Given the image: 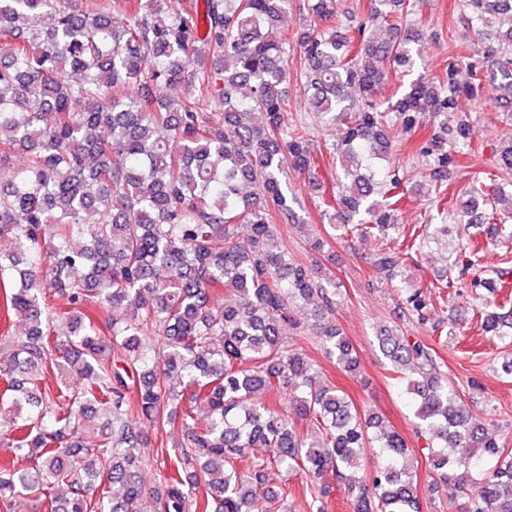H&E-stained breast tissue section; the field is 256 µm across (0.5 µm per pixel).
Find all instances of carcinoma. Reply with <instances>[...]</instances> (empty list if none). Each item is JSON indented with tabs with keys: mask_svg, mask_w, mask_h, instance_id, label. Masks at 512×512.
Returning <instances> with one entry per match:
<instances>
[{
	"mask_svg": "<svg viewBox=\"0 0 512 512\" xmlns=\"http://www.w3.org/2000/svg\"><path fill=\"white\" fill-rule=\"evenodd\" d=\"M288 2L108 0L84 8L79 0H0V165L25 153L0 185V309L25 322L20 335L0 336V401L14 411L8 443L29 462L0 471V512H12L22 495L46 512H139L137 448L148 435L138 423H177L183 432L161 453L162 512H257L273 502L276 470L310 482L317 512L338 487L355 512H421L404 437L375 414L361 416L280 341L281 326L296 323L294 305L323 315L336 296L325 268L275 241V218L292 214L286 169L322 187L305 124L283 123ZM372 2L371 19L411 9L409 0ZM463 7L480 37L485 15L500 20L471 80L460 83L450 62L382 110L377 95L392 74L416 66L424 33L396 24L387 40L352 39L338 34V0L299 5L309 28L297 38L296 79L315 121L345 126L333 151L347 181L333 230L356 222L362 237L386 236L397 223L395 124L410 132L433 117L422 151L440 188L461 154L445 138L458 99L486 96L498 77L512 88V0ZM179 84L186 95L166 98ZM355 91L364 100L358 109ZM468 193L462 215L470 224L489 223L504 205L512 212V196L499 189L473 185ZM415 247L395 241L370 263L393 281L400 254ZM91 304L103 319L82 312ZM401 305L425 319L422 289H402ZM118 306L126 309L120 319L111 316ZM480 315L485 332L505 339V316ZM311 330L344 371L360 373L336 325ZM105 335L123 361L104 362ZM376 341L407 373L430 468L462 496L461 512H512V448L471 423L434 349L393 329ZM156 351L166 352L161 367ZM259 390L292 397L286 407L256 404ZM98 408L108 415L101 427L87 419ZM88 436L95 444H85ZM248 456L241 474L237 462Z\"/></svg>",
	"mask_w": 512,
	"mask_h": 512,
	"instance_id": "1",
	"label": "carcinoma"
}]
</instances>
